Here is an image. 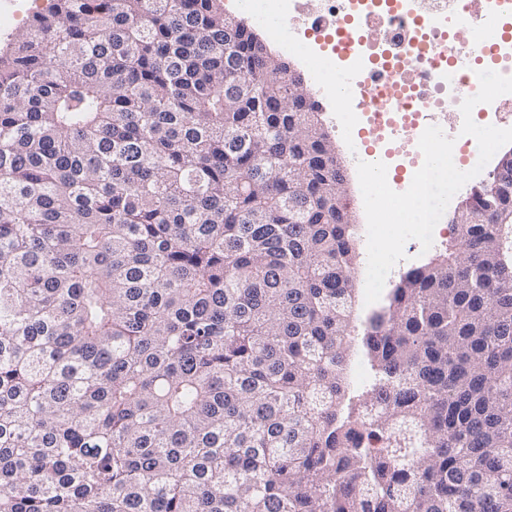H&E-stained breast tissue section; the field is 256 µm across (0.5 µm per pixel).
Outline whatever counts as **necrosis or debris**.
<instances>
[{
  "label": "necrosis or debris",
  "mask_w": 512,
  "mask_h": 512,
  "mask_svg": "<svg viewBox=\"0 0 512 512\" xmlns=\"http://www.w3.org/2000/svg\"><path fill=\"white\" fill-rule=\"evenodd\" d=\"M241 11L268 28L284 51L296 53L331 100L349 109L331 124L348 147L362 129L381 141L375 159L397 150L413 164L423 131L449 118L454 164L476 165L479 149L462 135L461 102L479 90V62L496 54L500 74L512 76V41L500 29L512 0H238ZM469 35L459 38L461 21ZM353 71L357 84L337 91L336 74Z\"/></svg>",
  "instance_id": "1"
}]
</instances>
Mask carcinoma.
I'll return each instance as SVG.
<instances>
[{
	"label": "carcinoma",
	"instance_id": "1",
	"mask_svg": "<svg viewBox=\"0 0 512 512\" xmlns=\"http://www.w3.org/2000/svg\"><path fill=\"white\" fill-rule=\"evenodd\" d=\"M223 0H50L0 48V512H512L505 200L360 337L320 112Z\"/></svg>",
	"mask_w": 512,
	"mask_h": 512
}]
</instances>
